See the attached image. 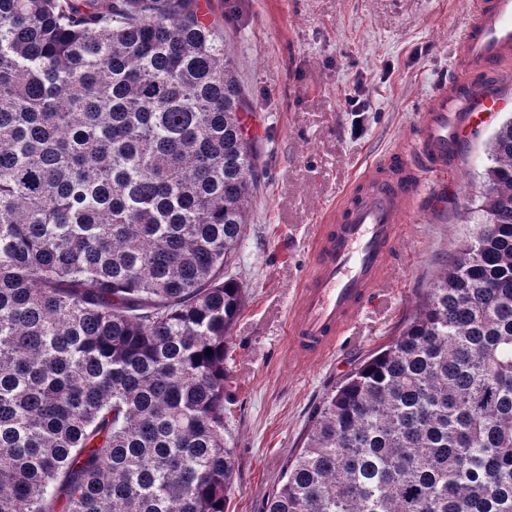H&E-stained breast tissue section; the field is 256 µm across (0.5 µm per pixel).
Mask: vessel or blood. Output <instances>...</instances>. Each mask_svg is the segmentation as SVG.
Instances as JSON below:
<instances>
[{"label": "vessel or blood", "mask_w": 512, "mask_h": 512, "mask_svg": "<svg viewBox=\"0 0 512 512\" xmlns=\"http://www.w3.org/2000/svg\"><path fill=\"white\" fill-rule=\"evenodd\" d=\"M512 68V0H471L455 63L423 106L418 132L387 162L360 175L317 225L311 268L290 311L298 363L326 359L382 287L413 202L455 167L469 134L501 108V74Z\"/></svg>", "instance_id": "1"}]
</instances>
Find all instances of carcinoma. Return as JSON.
<instances>
[{"label":"carcinoma","mask_w":512,"mask_h":512,"mask_svg":"<svg viewBox=\"0 0 512 512\" xmlns=\"http://www.w3.org/2000/svg\"><path fill=\"white\" fill-rule=\"evenodd\" d=\"M251 108L198 0H0V512H225ZM490 160L261 512H512V119Z\"/></svg>","instance_id":"1"}]
</instances>
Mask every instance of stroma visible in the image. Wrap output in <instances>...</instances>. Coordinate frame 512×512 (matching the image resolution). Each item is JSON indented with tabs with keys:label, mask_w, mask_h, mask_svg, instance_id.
Instances as JSON below:
<instances>
[{
	"label": "stroma",
	"mask_w": 512,
	"mask_h": 512,
	"mask_svg": "<svg viewBox=\"0 0 512 512\" xmlns=\"http://www.w3.org/2000/svg\"><path fill=\"white\" fill-rule=\"evenodd\" d=\"M223 28L236 76L248 90L250 133L264 176L252 198L233 275L246 305L228 339L236 402L224 441L235 471L228 512H259L280 487L313 412L361 360L397 334L473 224L490 144L512 118V70L504 105L473 133L441 203L414 211L392 253L383 288L329 358L294 364L289 312L310 265L314 224L361 173L417 130L416 115L453 66L467 0H205ZM357 96L365 111H349Z\"/></svg>",
	"instance_id": "1"
}]
</instances>
